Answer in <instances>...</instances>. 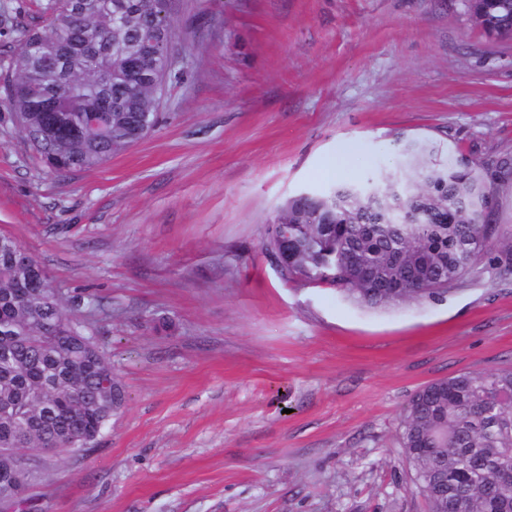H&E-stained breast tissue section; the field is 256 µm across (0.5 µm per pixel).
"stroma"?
Wrapping results in <instances>:
<instances>
[{
	"mask_svg": "<svg viewBox=\"0 0 512 512\" xmlns=\"http://www.w3.org/2000/svg\"><path fill=\"white\" fill-rule=\"evenodd\" d=\"M159 124L57 173L5 100L38 0H0V230L125 390L94 446L36 456L0 512H427L399 444L428 382L512 368V274L378 312L282 279L289 197L395 170L398 134L512 154V40L462 0H173Z\"/></svg>",
	"mask_w": 512,
	"mask_h": 512,
	"instance_id": "obj_1",
	"label": "stroma"
}]
</instances>
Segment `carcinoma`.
<instances>
[{"mask_svg":"<svg viewBox=\"0 0 512 512\" xmlns=\"http://www.w3.org/2000/svg\"><path fill=\"white\" fill-rule=\"evenodd\" d=\"M471 21L512 39V0H463ZM171 0H43L49 30L23 33L6 100L19 131L57 172L99 167L126 149L157 96L150 76L174 63L139 54ZM99 114L98 125L87 121ZM406 157L378 182H343L289 198L262 247L288 241L283 276L335 288L348 302L386 310L433 300L473 272H512V236L495 223L493 165L429 141L396 138ZM44 268L0 232V495L24 498L32 453L74 440L94 444L125 391L94 338L66 314ZM512 369L466 372L420 387L404 408L400 444L429 512H512Z\"/></svg>","mask_w":512,"mask_h":512,"instance_id":"cac0c4a2","label":"carcinoma"}]
</instances>
